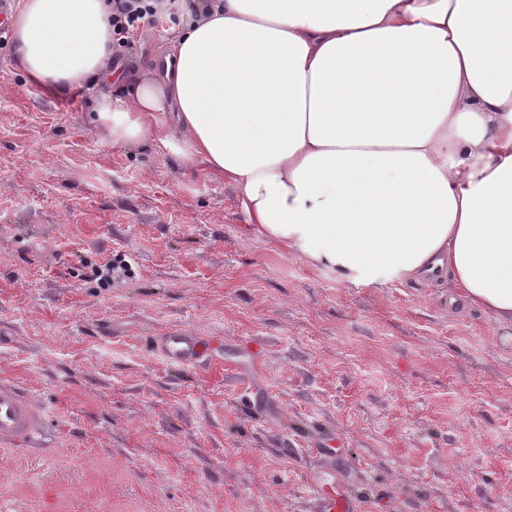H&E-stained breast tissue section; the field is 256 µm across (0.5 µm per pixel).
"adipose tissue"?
<instances>
[{"label":"adipose tissue","instance_id":"obj_1","mask_svg":"<svg viewBox=\"0 0 512 512\" xmlns=\"http://www.w3.org/2000/svg\"><path fill=\"white\" fill-rule=\"evenodd\" d=\"M109 0H20L46 90L118 81L94 119L234 186L267 239L351 273L447 280L512 327V0H210L150 77Z\"/></svg>","mask_w":512,"mask_h":512}]
</instances>
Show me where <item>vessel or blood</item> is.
I'll return each instance as SVG.
<instances>
[{
	"label": "vessel or blood",
	"instance_id": "vessel-or-blood-1",
	"mask_svg": "<svg viewBox=\"0 0 512 512\" xmlns=\"http://www.w3.org/2000/svg\"><path fill=\"white\" fill-rule=\"evenodd\" d=\"M156 351L172 364L187 365L203 354L198 336L185 329H176L160 337ZM44 426L40 408L19 388L0 383V445L20 447L27 444Z\"/></svg>",
	"mask_w": 512,
	"mask_h": 512
}]
</instances>
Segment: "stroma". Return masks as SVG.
Instances as JSON below:
<instances>
[{
    "label": "stroma",
    "mask_w": 512,
    "mask_h": 512,
    "mask_svg": "<svg viewBox=\"0 0 512 512\" xmlns=\"http://www.w3.org/2000/svg\"><path fill=\"white\" fill-rule=\"evenodd\" d=\"M177 30H140L132 68ZM105 92L49 93L0 38V382L46 419L0 446V512H325L315 483L350 512H512L504 328L261 237L224 180L112 145ZM178 328L194 364L152 348Z\"/></svg>",
    "instance_id": "stroma-1"
}]
</instances>
